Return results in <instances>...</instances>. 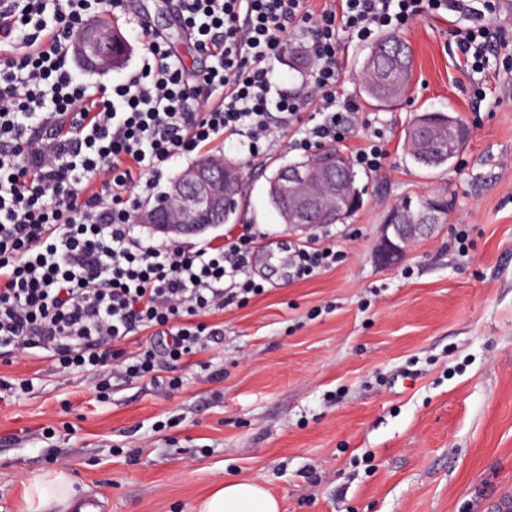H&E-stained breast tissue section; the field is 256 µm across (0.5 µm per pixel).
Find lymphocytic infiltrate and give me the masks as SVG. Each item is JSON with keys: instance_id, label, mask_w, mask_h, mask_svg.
I'll list each match as a JSON object with an SVG mask.
<instances>
[{"instance_id": "obj_1", "label": "lymphocytic infiltrate", "mask_w": 512, "mask_h": 512, "mask_svg": "<svg viewBox=\"0 0 512 512\" xmlns=\"http://www.w3.org/2000/svg\"><path fill=\"white\" fill-rule=\"evenodd\" d=\"M124 0H0V349L48 352L65 371L143 379L152 346L124 359L119 342L146 329L166 338L170 361L215 336L199 315L263 287L248 276L251 237L221 246L141 244V193L180 155L220 136L250 153L291 130L310 151L342 141L353 115L340 91V36L367 42L424 12L457 17L449 34L474 72L512 46L489 29L501 0H181L179 26L204 59L186 68L163 33L132 30L141 66L104 89L67 67L77 32ZM305 36L311 80L285 91L273 63ZM314 101L315 115L301 107Z\"/></svg>"}]
</instances>
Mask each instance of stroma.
<instances>
[{
	"instance_id": "obj_1",
	"label": "stroma",
	"mask_w": 512,
	"mask_h": 512,
	"mask_svg": "<svg viewBox=\"0 0 512 512\" xmlns=\"http://www.w3.org/2000/svg\"><path fill=\"white\" fill-rule=\"evenodd\" d=\"M106 15L126 33L120 68L87 73L111 86L139 63L127 16L168 37L187 67L202 66L176 22L180 0H127ZM448 18L425 13L401 37L413 54L410 89L389 108L361 100L357 75L369 44L343 38L345 95L387 132L378 173L359 172L365 205L332 225L340 262L300 275L292 231L267 202V178L305 152L282 134L260 155L247 147L207 152L243 167L237 219L192 237L221 245L251 232L248 272L262 294L209 315L218 342L175 367L154 330L125 345L156 346L158 380L112 378L108 395L91 373L61 374L51 360L0 352V385L30 380L0 402V512H19L32 475L66 469L76 498L97 512H197L218 481L259 479L282 512H498L512 499V69L467 71ZM486 99L474 104L473 88ZM459 115L471 136L455 164L427 169L404 150L416 113ZM448 199L446 221L393 267L374 253L386 212L422 194ZM465 227L469 248L453 233Z\"/></svg>"
}]
</instances>
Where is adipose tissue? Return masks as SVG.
<instances>
[{
	"instance_id": "obj_1",
	"label": "adipose tissue",
	"mask_w": 512,
	"mask_h": 512,
	"mask_svg": "<svg viewBox=\"0 0 512 512\" xmlns=\"http://www.w3.org/2000/svg\"><path fill=\"white\" fill-rule=\"evenodd\" d=\"M73 498L66 472L47 471L26 483L23 512H69ZM198 512H280V505L261 482L227 480L210 490Z\"/></svg>"
}]
</instances>
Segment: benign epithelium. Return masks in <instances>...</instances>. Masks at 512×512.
Here are the masks:
<instances>
[{
  "instance_id": "1",
  "label": "benign epithelium",
  "mask_w": 512,
  "mask_h": 512,
  "mask_svg": "<svg viewBox=\"0 0 512 512\" xmlns=\"http://www.w3.org/2000/svg\"><path fill=\"white\" fill-rule=\"evenodd\" d=\"M97 34L91 30L76 42L78 56L100 69L112 68V55L92 46ZM421 135L448 143V155L461 150L470 138V130L462 127L442 130L435 126V114L416 115ZM277 180L283 185L282 214L291 230H303L318 224L343 223L358 206L354 198L356 174L349 157L339 151L325 149L306 163L291 164L280 171ZM299 188L297 196L288 198V187ZM239 190V185L224 181V157L212 155L198 159L181 171L170 183L169 198L176 204L171 212L163 206L144 208L136 214L140 224L148 226L164 240L178 241L197 236L211 228L199 223L204 213L220 214L224 201ZM426 206L420 210L391 209L381 225L375 257L384 266L404 258L410 246L430 232L437 214L445 211L444 199L425 195Z\"/></svg>"
}]
</instances>
